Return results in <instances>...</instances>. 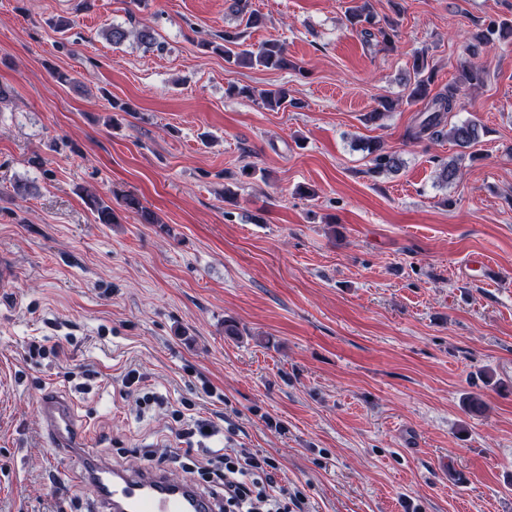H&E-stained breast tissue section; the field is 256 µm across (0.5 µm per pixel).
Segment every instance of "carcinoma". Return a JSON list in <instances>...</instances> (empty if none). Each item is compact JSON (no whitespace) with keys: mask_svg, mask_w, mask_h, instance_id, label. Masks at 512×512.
<instances>
[{"mask_svg":"<svg viewBox=\"0 0 512 512\" xmlns=\"http://www.w3.org/2000/svg\"><path fill=\"white\" fill-rule=\"evenodd\" d=\"M230 9L240 20V25L246 29L256 28L262 24V16L249 9V0H231ZM347 21L354 29L366 36L376 35L380 37V43L389 47L396 37L397 22L385 21L382 27L377 26L376 16L373 13L370 0H353V5L348 7ZM106 39L114 44H119L128 36L133 35L142 43L149 46L155 44V37L151 29L144 26L133 32L122 27L111 25L104 29ZM512 40V22L491 21L482 25L468 44L469 59L460 64L459 75L456 80L443 90L431 93L432 76L424 75L425 61L415 58L413 63L414 81L409 85L407 101L420 102L423 105L421 112L423 118L418 125L409 132V138L419 140L427 135L431 139L448 136L457 146L469 149L480 141L483 127L476 122L450 123V114L456 111L461 92L465 88L478 86L485 81L486 71L472 59L477 57L480 48L493 41L507 42ZM214 49L224 52V61L234 67H262L268 70H287L293 67L288 58V49L285 43L278 40H268L258 46L246 43L244 32H224V44L214 46ZM231 92L247 98H255L261 101L268 109L275 111L296 105V102L288 98V90L279 89H255L247 86L234 87ZM363 149L371 157L374 169L378 172L395 171L401 161L398 156L384 150L377 140H370L363 145ZM86 203L100 224L115 223V215L112 207L101 197L94 193L86 195ZM125 206L135 211L144 224H156L158 220L153 213L143 207L133 195L123 197Z\"/></svg>","mask_w":512,"mask_h":512,"instance_id":"carcinoma-1","label":"carcinoma"}]
</instances>
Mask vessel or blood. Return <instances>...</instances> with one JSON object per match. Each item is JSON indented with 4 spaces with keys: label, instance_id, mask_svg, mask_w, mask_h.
Listing matches in <instances>:
<instances>
[{
    "label": "vessel or blood",
    "instance_id": "b4317fda",
    "mask_svg": "<svg viewBox=\"0 0 512 512\" xmlns=\"http://www.w3.org/2000/svg\"><path fill=\"white\" fill-rule=\"evenodd\" d=\"M38 406L43 432L56 453L72 462V477L91 488L102 512H221L222 501L190 482L173 480L155 467H115L82 447L71 406L62 397L45 396Z\"/></svg>",
    "mask_w": 512,
    "mask_h": 512
}]
</instances>
